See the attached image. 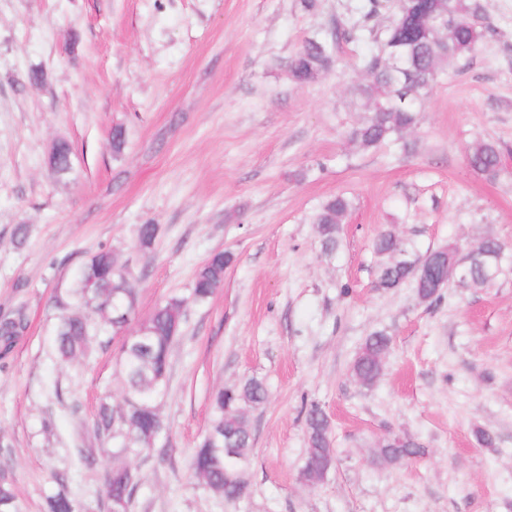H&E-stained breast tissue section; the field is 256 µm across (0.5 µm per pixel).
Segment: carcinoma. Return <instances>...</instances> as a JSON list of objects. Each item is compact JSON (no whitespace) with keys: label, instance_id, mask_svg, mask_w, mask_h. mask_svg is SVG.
I'll use <instances>...</instances> for the list:
<instances>
[{"label":"carcinoma","instance_id":"obj_1","mask_svg":"<svg viewBox=\"0 0 512 512\" xmlns=\"http://www.w3.org/2000/svg\"><path fill=\"white\" fill-rule=\"evenodd\" d=\"M411 16L398 13L392 24L377 35L368 30L367 38L376 48L363 59L364 81L359 85L352 105L364 112L351 129L350 139L362 150L375 148L389 140H400L413 129L424 101L436 81L439 64L458 61L473 53L491 31L479 0H416ZM333 42L325 39L307 41L296 54L291 74L299 84H306L328 71L337 62ZM504 150L497 142L480 139L469 145L466 159L477 174H498ZM54 171L64 175L71 170L70 147L65 142L53 148ZM351 201L336 196L326 201L312 219L325 252L336 250L343 220ZM155 224L137 227L140 248H150L157 236ZM374 249L388 261L379 266L376 287L395 291L412 281L421 301L432 304L441 292L432 288L433 277L442 271L417 265L402 257L403 239L392 231L378 235ZM505 246L496 237L479 242L464 265L468 288L492 286L502 266ZM394 254L396 262L389 261ZM233 262L229 252L212 253L199 269L191 298L171 296L158 303L139 324L140 336L127 335L137 295L131 288L130 270L116 255L102 249L79 265L66 288V298L58 300L62 309L55 330L57 359L72 363L87 355L91 337L98 333L125 334L116 354L117 379L122 402L116 406L100 404L94 419L95 433L112 441L121 456H151L164 431L158 402L169 385L171 348L180 336L189 301L203 302L224 283L225 269ZM26 329L24 317L0 323V345L6 354L16 337ZM392 345L384 331H375L361 343L351 365L352 377L363 387H372L383 371V360ZM268 399L265 382L245 377L224 386L211 396L213 417L193 458V470L203 484L236 503L246 497L250 485V464L254 438L248 412L261 408ZM307 456L300 479L308 483L322 481L336 466L333 428L324 409L310 404L305 414ZM426 454V449L407 435L389 436L372 448L370 461L375 465L396 464ZM141 482L137 469L119 461L104 474L102 493L123 512H131L134 492ZM0 512H22L8 470L0 465ZM45 512H78L64 490L49 495Z\"/></svg>","mask_w":512,"mask_h":512}]
</instances>
